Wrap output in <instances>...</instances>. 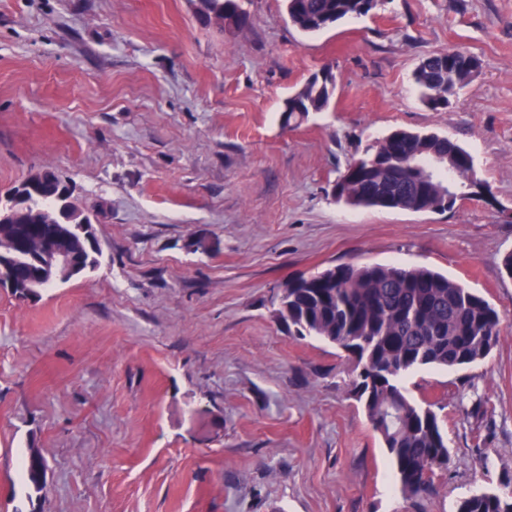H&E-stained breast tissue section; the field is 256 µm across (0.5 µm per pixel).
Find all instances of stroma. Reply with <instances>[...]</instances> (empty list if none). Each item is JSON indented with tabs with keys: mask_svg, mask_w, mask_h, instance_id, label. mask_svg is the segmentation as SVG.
Listing matches in <instances>:
<instances>
[{
	"mask_svg": "<svg viewBox=\"0 0 512 512\" xmlns=\"http://www.w3.org/2000/svg\"><path fill=\"white\" fill-rule=\"evenodd\" d=\"M197 4L0 0V189L55 171L103 250L28 299L0 288V512H456L512 493V0H380L315 35L283 0H247L227 34ZM446 49L482 67L435 111L413 72ZM326 65L334 105L282 128ZM395 129L461 144L492 199L337 203L347 163ZM342 263L425 266L502 314L485 360L406 381L451 456L415 501L342 351L290 334L273 303ZM33 448L38 489L18 467ZM456 512H512V496L486 490L462 499Z\"/></svg>",
	"mask_w": 512,
	"mask_h": 512,
	"instance_id": "35a3bbf8",
	"label": "stroma"
}]
</instances>
